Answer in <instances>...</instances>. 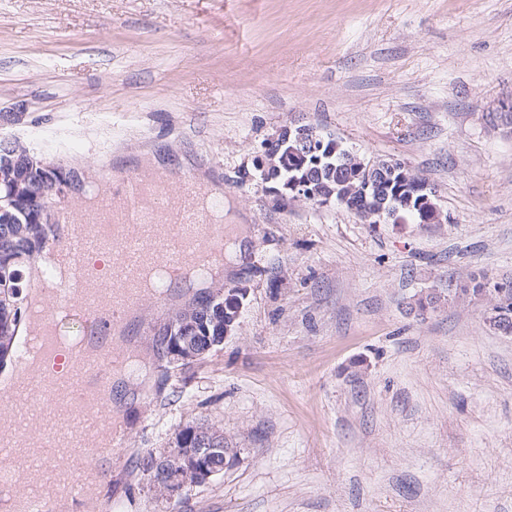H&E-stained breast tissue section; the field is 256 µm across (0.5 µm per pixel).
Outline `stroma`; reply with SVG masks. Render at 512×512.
Segmentation results:
<instances>
[{"label":"stroma","mask_w":512,"mask_h":512,"mask_svg":"<svg viewBox=\"0 0 512 512\" xmlns=\"http://www.w3.org/2000/svg\"><path fill=\"white\" fill-rule=\"evenodd\" d=\"M511 95L512 0H0V137L82 172L75 209L150 152L219 185L210 290L245 293L205 360L123 379L128 453L69 512H171L139 462L192 421L237 459L181 512H512V336L460 290L512 281ZM294 124L405 162L440 223L279 201L252 159Z\"/></svg>","instance_id":"stroma-1"}]
</instances>
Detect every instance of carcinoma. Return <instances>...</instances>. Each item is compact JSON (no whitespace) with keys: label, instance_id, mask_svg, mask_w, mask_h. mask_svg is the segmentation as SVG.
<instances>
[{"label":"carcinoma","instance_id":"obj_1","mask_svg":"<svg viewBox=\"0 0 512 512\" xmlns=\"http://www.w3.org/2000/svg\"><path fill=\"white\" fill-rule=\"evenodd\" d=\"M29 148L17 141L0 156V339H13L26 314L23 295L27 283L24 264L35 262L41 254L40 243L52 225V200L41 194L49 171L29 162ZM352 155L337 154L321 164L323 183L336 189V197L346 199V208L362 215L367 211L387 215L395 210L409 217L414 224L425 220L427 211L418 200L408 201L395 195V188L383 182L373 183L362 190L357 180L349 179L356 166ZM495 288L505 291L509 304L502 310L512 312V284L489 283L470 278L461 291L481 293ZM224 300L217 294L195 295L186 304L192 314V324L181 327L172 318L161 324L153 336L152 348L157 359L165 362L164 369H184L200 362L217 347L224 344L220 324ZM184 336H195V356L189 359L180 350ZM195 454L204 456V462L213 472V478L224 474V431L215 425L185 424L177 428L167 450L160 454L147 453L140 466L152 483L168 480Z\"/></svg>","mask_w":512,"mask_h":512}]
</instances>
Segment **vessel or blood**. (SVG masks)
<instances>
[{"instance_id":"obj_1","label":"vessel or blood","mask_w":512,"mask_h":512,"mask_svg":"<svg viewBox=\"0 0 512 512\" xmlns=\"http://www.w3.org/2000/svg\"><path fill=\"white\" fill-rule=\"evenodd\" d=\"M100 178L116 180L108 169L102 170ZM173 178L178 184L175 191L158 187L150 194L139 176L116 180L118 198L104 203L81 228L67 206H60L62 227L49 232L46 246L77 268L93 257L109 256L113 271L94 281L79 299L49 300L44 307L49 334L75 322L81 337H100L101 306L110 304L113 320L126 321L139 303V279L147 266L187 262L204 252L217 229L197 205V179L183 172L174 173ZM120 350V345H113L84 366V374L97 384L93 390L78 384L61 386L56 373L46 374L42 393L32 397L25 414L15 416L12 433L0 435V461L34 476L25 494L29 512H56L59 501L84 497V485L75 476L77 468L87 463L91 444L83 426L97 413L94 392L110 385L112 361Z\"/></svg>"}]
</instances>
